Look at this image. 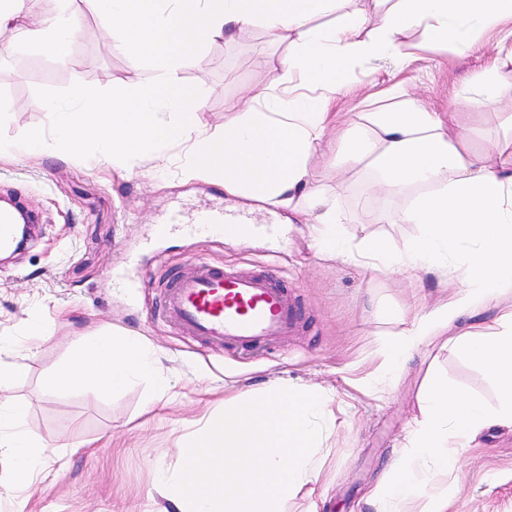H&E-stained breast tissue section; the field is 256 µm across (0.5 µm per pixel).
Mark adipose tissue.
Instances as JSON below:
<instances>
[{"instance_id": "obj_1", "label": "adipose tissue", "mask_w": 512, "mask_h": 512, "mask_svg": "<svg viewBox=\"0 0 512 512\" xmlns=\"http://www.w3.org/2000/svg\"><path fill=\"white\" fill-rule=\"evenodd\" d=\"M352 0H84L111 31L114 47L133 66L149 65L154 76L135 89L92 97L76 89L74 105L61 111L39 101L48 131L32 130L0 155L37 160L62 151L75 158L98 157L103 166L132 172L142 157L165 171L167 149L185 143L182 177L220 182L231 195L288 207L303 224L311 246L324 258L341 260L380 275L414 280L434 271L457 291L387 332L379 348L377 377L392 378L423 346L451 335L456 352L484 366L499 389L497 406L478 403L445 383L428 386L419 415L395 458L390 476L375 485L366 503L373 512H447L448 491L436 478L492 426L512 428V308L497 302L512 275V74L492 62L473 89L460 92L456 110L504 107L503 135L475 146L466 129L447 130L399 83L385 95L398 105L364 113L354 128L340 126L332 95L348 86L353 65L403 56L398 39L421 30L425 42L451 45L466 54L483 30L512 27V0H377L381 24L367 30ZM334 14L332 23L320 16ZM286 38L294 52L276 78H262L261 107L229 110L224 132H209L199 96L179 72L206 44L241 37L255 26ZM16 28L46 56L63 62L78 31L63 0H0V30ZM334 151L337 168L374 170L383 198L416 191L408 206L382 211L378 222L414 224L417 236L402 248L389 238L368 236L353 243L342 226L348 216L310 180L319 147ZM463 331H455L460 318ZM157 354L140 337L121 330L84 337L75 358L52 376L57 394L88 388L105 395L138 380L156 383L158 398L172 397L160 377ZM24 370L0 361V451L13 460L11 490L30 488L42 469L43 449L19 429L23 407L9 392Z\"/></svg>"}]
</instances>
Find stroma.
<instances>
[{
  "instance_id": "1",
  "label": "stroma",
  "mask_w": 512,
  "mask_h": 512,
  "mask_svg": "<svg viewBox=\"0 0 512 512\" xmlns=\"http://www.w3.org/2000/svg\"><path fill=\"white\" fill-rule=\"evenodd\" d=\"M71 8L79 28L66 63L17 42L11 31L0 32V44L10 48L9 63L0 64V141L46 129L40 99L66 108L74 88L101 97L151 78L148 66H133L114 51L111 34L84 12L81 0ZM400 40L409 51L405 61L356 65L351 88L337 91L334 109L346 125L384 106L383 93L396 82L431 110L448 114L450 101L487 69L491 52L512 53V38L496 29L482 32L466 55L427 44L417 30ZM292 53L288 40L257 27L250 36L205 45L181 77L203 102V122L220 133L227 107L253 104L258 76L279 75ZM152 167L146 159L139 172L124 175L93 156L0 159V195L31 211L36 225L26 248L0 262V357L25 366L12 391L25 408L22 430L48 455L67 448L64 465L47 467L25 493L7 492L12 461L0 455V512H175L162 494L159 470L178 471L179 448L208 419L223 416L225 395L258 394L273 385H306L333 396L323 476L300 489L285 512H367L365 494L388 477L401 452L419 413L424 379L447 381L496 404L490 374L440 341L423 347L390 384L366 380L379 362L381 334L395 329L400 315L430 306L441 294L438 277L408 281L321 258L299 225L289 224L286 208L227 195L206 180L182 179L173 167L153 179ZM311 179L351 216L344 227L348 238L385 235L399 247L417 235L413 224L358 223L361 208L373 214L381 209L362 169L342 172L323 156L313 162ZM216 205L268 224L264 242L157 237L156 224L171 210L190 214ZM200 259L244 272L273 268L302 304L297 334L244 352L205 344L158 316L159 279L190 271ZM37 322L52 324L55 333L29 354L27 329ZM101 327L149 343L176 399L157 400L148 381L107 396L85 389L58 396L51 386L54 370L75 355L82 336ZM448 491L450 512H512V429L484 431L449 474Z\"/></svg>"
}]
</instances>
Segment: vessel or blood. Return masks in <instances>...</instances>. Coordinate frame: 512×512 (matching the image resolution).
Returning <instances> with one entry per match:
<instances>
[{
    "instance_id": "1",
    "label": "vessel or blood",
    "mask_w": 512,
    "mask_h": 512,
    "mask_svg": "<svg viewBox=\"0 0 512 512\" xmlns=\"http://www.w3.org/2000/svg\"><path fill=\"white\" fill-rule=\"evenodd\" d=\"M248 215H227L203 209L192 220L172 210L156 233L189 237H223L228 224L249 223ZM160 311L183 334L211 346H234L246 351L266 341L294 334L300 318L295 299L273 273H246L196 261L192 270L174 275L165 285Z\"/></svg>"
}]
</instances>
